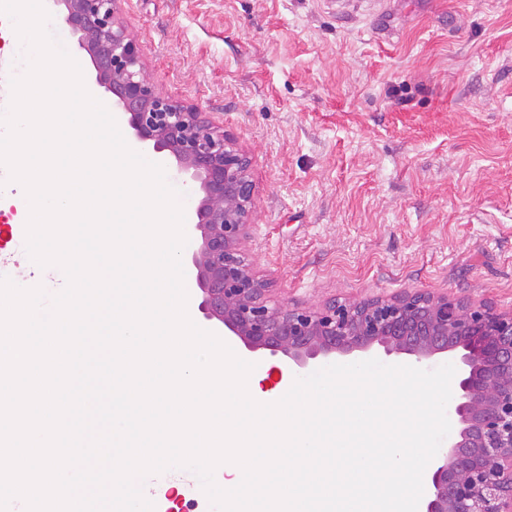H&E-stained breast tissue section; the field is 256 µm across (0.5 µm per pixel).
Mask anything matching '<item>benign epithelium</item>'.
I'll list each match as a JSON object with an SVG mask.
<instances>
[{
	"label": "benign epithelium",
	"mask_w": 512,
	"mask_h": 512,
	"mask_svg": "<svg viewBox=\"0 0 512 512\" xmlns=\"http://www.w3.org/2000/svg\"><path fill=\"white\" fill-rule=\"evenodd\" d=\"M120 0H53L70 35L112 95L135 142L196 184L181 260L201 291L199 311L252 353L288 359L302 375L380 353L418 363L456 357L448 446L426 468L420 512H512V312L416 290L334 299L319 311L272 305V282L246 244L255 208L252 160L198 107L162 95L120 22Z\"/></svg>",
	"instance_id": "obj_1"
}]
</instances>
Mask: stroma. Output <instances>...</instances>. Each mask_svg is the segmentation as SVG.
I'll return each mask as SVG.
<instances>
[{
    "mask_svg": "<svg viewBox=\"0 0 512 512\" xmlns=\"http://www.w3.org/2000/svg\"><path fill=\"white\" fill-rule=\"evenodd\" d=\"M164 95L248 150L249 253L271 298L431 289L512 310V0H123ZM0 199V276L35 275Z\"/></svg>",
    "mask_w": 512,
    "mask_h": 512,
    "instance_id": "35a3bbf8",
    "label": "stroma"
}]
</instances>
